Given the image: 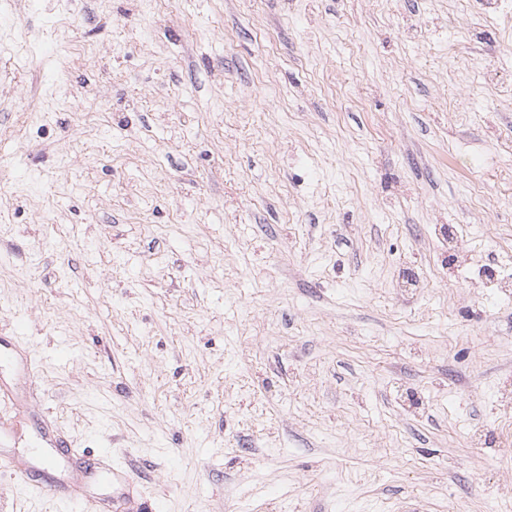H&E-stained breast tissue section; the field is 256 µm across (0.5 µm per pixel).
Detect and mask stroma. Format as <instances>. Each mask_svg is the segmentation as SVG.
Instances as JSON below:
<instances>
[{
	"label": "stroma",
	"instance_id": "1",
	"mask_svg": "<svg viewBox=\"0 0 512 512\" xmlns=\"http://www.w3.org/2000/svg\"><path fill=\"white\" fill-rule=\"evenodd\" d=\"M497 2L0 0L9 451H106L158 512H512ZM104 495L0 470V512ZM0 467L13 471L15 477L25 486L31 488L33 491L39 494H43L44 491L51 495H56V489L52 486H43L35 479V475L31 469H19L10 458H0Z\"/></svg>",
	"mask_w": 512,
	"mask_h": 512
}]
</instances>
